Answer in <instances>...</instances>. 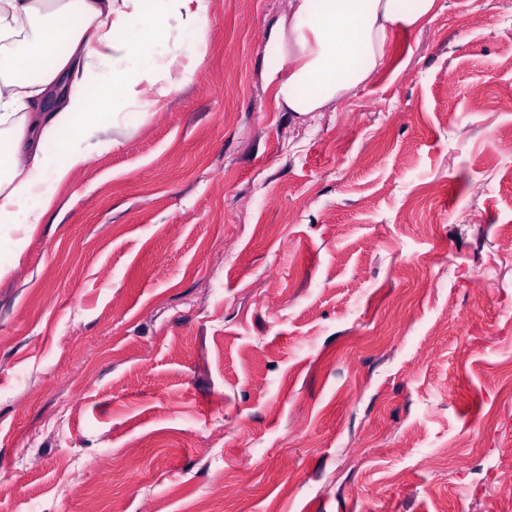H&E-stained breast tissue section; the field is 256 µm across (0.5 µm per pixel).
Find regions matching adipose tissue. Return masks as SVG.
I'll use <instances>...</instances> for the list:
<instances>
[{
    "label": "adipose tissue",
    "mask_w": 512,
    "mask_h": 512,
    "mask_svg": "<svg viewBox=\"0 0 512 512\" xmlns=\"http://www.w3.org/2000/svg\"><path fill=\"white\" fill-rule=\"evenodd\" d=\"M209 0H0V278L24 253L60 184L119 145L112 104L147 112L205 53ZM436 0H289L269 32L277 106L319 112L382 66L394 25ZM100 73L97 95L86 78Z\"/></svg>",
    "instance_id": "1"
}]
</instances>
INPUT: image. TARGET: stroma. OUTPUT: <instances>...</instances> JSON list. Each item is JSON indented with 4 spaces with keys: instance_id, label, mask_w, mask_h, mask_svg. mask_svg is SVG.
Here are the masks:
<instances>
[{
    "instance_id": "35a3bbf8",
    "label": "stroma",
    "mask_w": 512,
    "mask_h": 512,
    "mask_svg": "<svg viewBox=\"0 0 512 512\" xmlns=\"http://www.w3.org/2000/svg\"><path fill=\"white\" fill-rule=\"evenodd\" d=\"M287 13L209 0L0 279V512H512V0H437L305 115Z\"/></svg>"
}]
</instances>
